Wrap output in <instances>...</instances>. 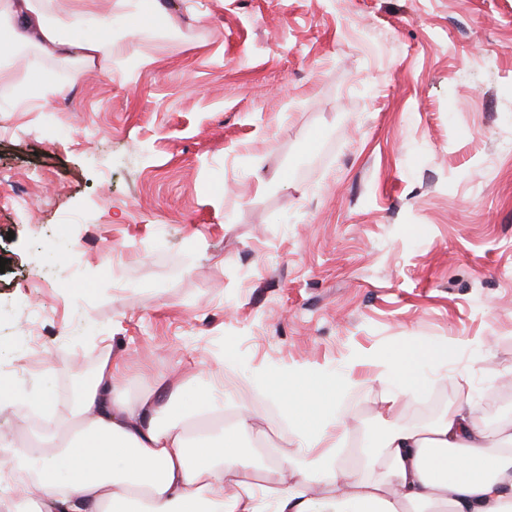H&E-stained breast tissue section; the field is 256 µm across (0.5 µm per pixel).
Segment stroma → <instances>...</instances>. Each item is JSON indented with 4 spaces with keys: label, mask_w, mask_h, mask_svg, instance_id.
<instances>
[{
    "label": "stroma",
    "mask_w": 512,
    "mask_h": 512,
    "mask_svg": "<svg viewBox=\"0 0 512 512\" xmlns=\"http://www.w3.org/2000/svg\"><path fill=\"white\" fill-rule=\"evenodd\" d=\"M102 5L123 53L19 46L0 84V394H73L105 351L130 399L220 377L270 486L296 367L351 448L381 422L372 357L418 345L456 348L416 360L403 422L441 393L487 416L512 370V0Z\"/></svg>",
    "instance_id": "35a3bbf8"
}]
</instances>
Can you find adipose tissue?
I'll use <instances>...</instances> for the list:
<instances>
[{"label": "adipose tissue", "instance_id": "ef3b65f1", "mask_svg": "<svg viewBox=\"0 0 512 512\" xmlns=\"http://www.w3.org/2000/svg\"><path fill=\"white\" fill-rule=\"evenodd\" d=\"M97 0H0V30L10 45L38 36L42 51L93 59L101 40L69 41L65 27L95 18ZM384 424L357 468H343L348 426L316 413L297 439L289 481L260 484L242 446L253 415L240 410L219 436L204 432L215 406L210 388L183 402L184 381L166 396L121 395L123 372L111 353L79 389L63 446L0 462V486L28 472L22 512H512V422L488 427L468 401L426 427L405 424L390 389L407 358L381 357Z\"/></svg>", "mask_w": 512, "mask_h": 512}]
</instances>
